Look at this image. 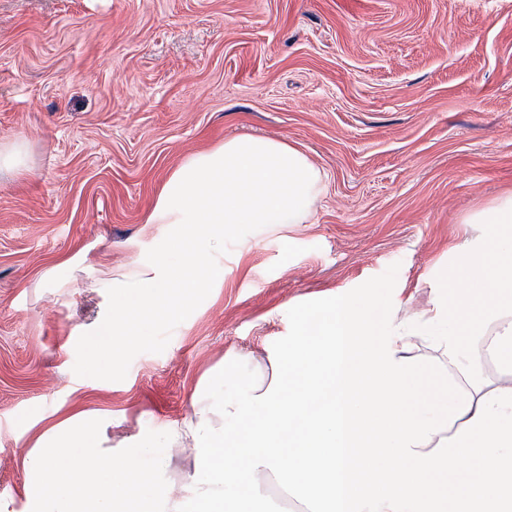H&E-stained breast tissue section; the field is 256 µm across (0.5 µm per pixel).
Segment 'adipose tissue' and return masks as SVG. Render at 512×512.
<instances>
[{"instance_id": "1", "label": "adipose tissue", "mask_w": 512, "mask_h": 512, "mask_svg": "<svg viewBox=\"0 0 512 512\" xmlns=\"http://www.w3.org/2000/svg\"><path fill=\"white\" fill-rule=\"evenodd\" d=\"M464 221L482 230L451 245L428 307L365 288L309 309L268 349L271 382L195 400L167 452L149 436L103 449L83 412L46 428L25 458L29 512H253L261 473L310 512H512V192ZM185 443L177 496L142 461Z\"/></svg>"}]
</instances>
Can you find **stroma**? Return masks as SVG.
Instances as JSON below:
<instances>
[{"label": "stroma", "instance_id": "stroma-1", "mask_svg": "<svg viewBox=\"0 0 512 512\" xmlns=\"http://www.w3.org/2000/svg\"><path fill=\"white\" fill-rule=\"evenodd\" d=\"M275 137L320 168L309 223L225 253L224 281L120 382L79 377L106 273L146 266V218L189 156ZM0 512H26L28 416L152 437L270 381L299 316L371 285L425 305L463 217L512 191V0H0ZM252 361H243L245 353ZM223 384H215L216 374ZM26 154L22 145L13 143L0 144V170L22 171L25 168Z\"/></svg>", "mask_w": 512, "mask_h": 512}]
</instances>
